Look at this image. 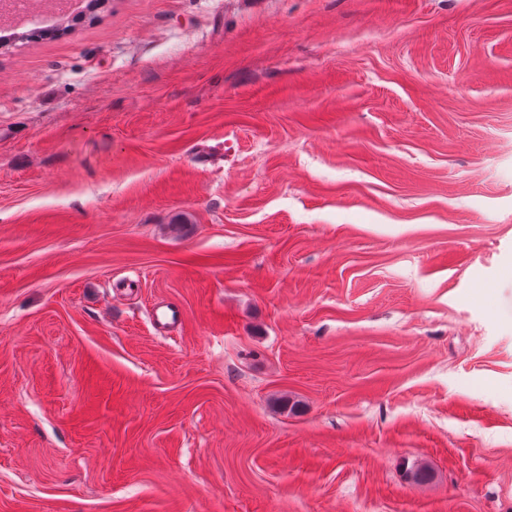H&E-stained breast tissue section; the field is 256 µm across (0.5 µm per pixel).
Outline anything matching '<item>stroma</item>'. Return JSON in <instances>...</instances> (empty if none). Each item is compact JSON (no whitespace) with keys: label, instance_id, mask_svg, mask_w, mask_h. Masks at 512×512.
<instances>
[{"label":"stroma","instance_id":"35a3bbf8","mask_svg":"<svg viewBox=\"0 0 512 512\" xmlns=\"http://www.w3.org/2000/svg\"><path fill=\"white\" fill-rule=\"evenodd\" d=\"M0 512H512V0L0 49Z\"/></svg>","mask_w":512,"mask_h":512}]
</instances>
